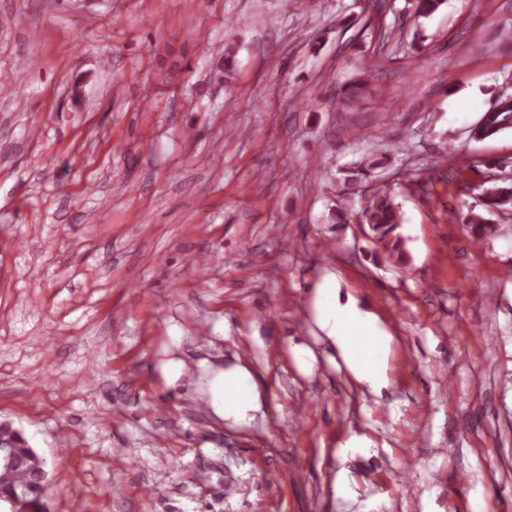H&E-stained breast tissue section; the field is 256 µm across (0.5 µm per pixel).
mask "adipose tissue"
I'll use <instances>...</instances> for the list:
<instances>
[{
  "label": "adipose tissue",
  "mask_w": 512,
  "mask_h": 512,
  "mask_svg": "<svg viewBox=\"0 0 512 512\" xmlns=\"http://www.w3.org/2000/svg\"><path fill=\"white\" fill-rule=\"evenodd\" d=\"M313 310L317 325L338 348L353 376L375 391L385 386L392 338L356 307L340 303L335 277H327L317 288ZM211 394L217 413L237 425L248 424L259 406L257 382L240 365L216 376Z\"/></svg>",
  "instance_id": "ef3b65f1"
}]
</instances>
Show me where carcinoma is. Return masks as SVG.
I'll list each match as a JSON object with an SVG mask.
<instances>
[{
    "instance_id": "1",
    "label": "carcinoma",
    "mask_w": 512,
    "mask_h": 512,
    "mask_svg": "<svg viewBox=\"0 0 512 512\" xmlns=\"http://www.w3.org/2000/svg\"><path fill=\"white\" fill-rule=\"evenodd\" d=\"M509 129H512V94L503 91L497 95L492 107L483 113L471 130V135L483 141ZM379 165L380 161L374 159L345 168L343 186L351 189L368 182L376 177ZM482 195L485 211L471 212L465 217L472 239L479 243L490 240L498 232L488 215L512 209V182H496L485 188ZM356 218L367 226V235L393 266L399 268L407 264L409 257L404 238L399 232L403 214L391 191L379 189L367 198L365 205L355 215L345 209H338L334 214L338 224H348ZM0 442L10 447L15 458V465L11 469L0 468V501L4 503L6 499L17 496L37 512L44 502L43 475L48 471L46 461L37 456L21 432L9 426L0 425Z\"/></svg>"
}]
</instances>
